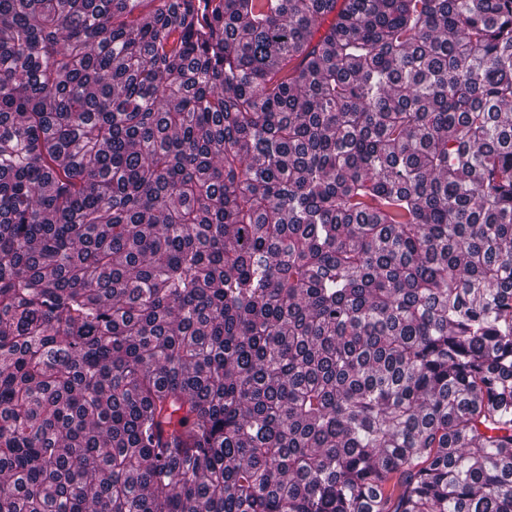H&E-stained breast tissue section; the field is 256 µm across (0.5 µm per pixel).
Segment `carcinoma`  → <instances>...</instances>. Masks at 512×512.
I'll return each instance as SVG.
<instances>
[{
	"instance_id": "carcinoma-1",
	"label": "carcinoma",
	"mask_w": 512,
	"mask_h": 512,
	"mask_svg": "<svg viewBox=\"0 0 512 512\" xmlns=\"http://www.w3.org/2000/svg\"><path fill=\"white\" fill-rule=\"evenodd\" d=\"M0 512H512V0H0Z\"/></svg>"
}]
</instances>
